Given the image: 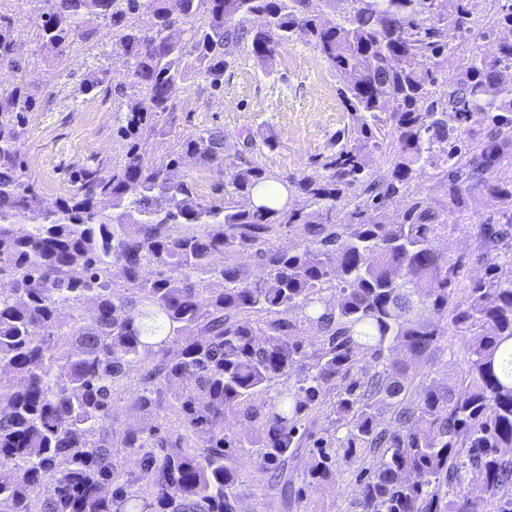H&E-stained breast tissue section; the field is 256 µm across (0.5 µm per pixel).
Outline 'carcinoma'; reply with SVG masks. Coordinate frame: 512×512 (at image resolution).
I'll use <instances>...</instances> for the list:
<instances>
[{
    "label": "carcinoma",
    "instance_id": "1",
    "mask_svg": "<svg viewBox=\"0 0 512 512\" xmlns=\"http://www.w3.org/2000/svg\"><path fill=\"white\" fill-rule=\"evenodd\" d=\"M32 2L30 57L65 63L89 39L87 18H100L138 99L120 128L131 143L123 162L83 170L46 206L21 159L37 93L15 21L0 12V68L18 74L0 91V512H238L229 449L277 460L324 405L344 433L321 440L308 485L330 481L334 448L372 462L357 512H512V178L491 177L512 165V81L502 78L512 41L460 59L437 92L438 58L474 31L470 0H344L330 26L317 4L338 0ZM140 16L144 28L133 24ZM297 32L347 77L339 95L351 114L321 173L283 180L308 208L254 205V188L271 179L256 166L234 171L237 199L179 175L185 155L224 174L219 128L180 133L167 162L146 160L141 133L174 122L189 74L220 91L242 53L267 67ZM106 83L99 70L76 92ZM475 111L486 122L478 137L466 127ZM427 166L447 172V206L418 201L401 222H380ZM476 191L500 207L476 225L489 265L458 303L462 267L435 240L462 223ZM286 226L302 240L282 251L272 239ZM240 249L254 251L255 274L213 262ZM147 266L155 278L142 277ZM293 311L321 329L322 347L306 349ZM450 334L466 337L458 387L428 386L408 401L410 366L385 351L397 343L429 358ZM146 354L154 362L128 408L178 410L174 436L116 425L112 394ZM296 370L303 376L269 409L257 403ZM233 417L256 434L229 441ZM123 452L151 475L146 488L122 470ZM470 468L484 476L480 508L461 490Z\"/></svg>",
    "mask_w": 512,
    "mask_h": 512
}]
</instances>
